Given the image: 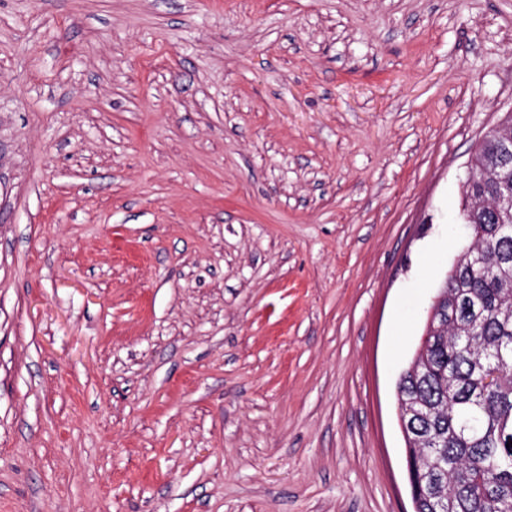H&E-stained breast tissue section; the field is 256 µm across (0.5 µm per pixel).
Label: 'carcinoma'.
<instances>
[{"instance_id": "carcinoma-1", "label": "carcinoma", "mask_w": 512, "mask_h": 512, "mask_svg": "<svg viewBox=\"0 0 512 512\" xmlns=\"http://www.w3.org/2000/svg\"><path fill=\"white\" fill-rule=\"evenodd\" d=\"M512 118L475 154L480 176L465 191L461 219L470 243L464 268L448 270L458 297L445 333L417 353L418 373L405 370L398 393L427 406L413 421L423 472L443 482L454 512H512V226L472 201L512 190V166L498 167L500 140Z\"/></svg>"}]
</instances>
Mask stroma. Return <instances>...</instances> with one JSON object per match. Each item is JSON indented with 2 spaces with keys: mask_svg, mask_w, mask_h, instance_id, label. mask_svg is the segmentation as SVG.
<instances>
[{
  "mask_svg": "<svg viewBox=\"0 0 512 512\" xmlns=\"http://www.w3.org/2000/svg\"><path fill=\"white\" fill-rule=\"evenodd\" d=\"M511 111L512 0H0V512H410Z\"/></svg>",
  "mask_w": 512,
  "mask_h": 512,
  "instance_id": "35a3bbf8",
  "label": "stroma"
}]
</instances>
